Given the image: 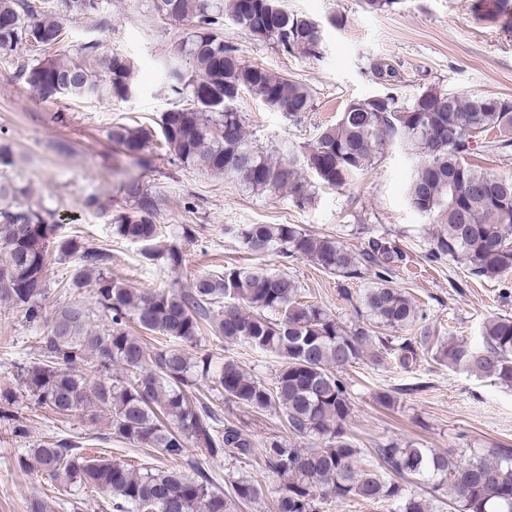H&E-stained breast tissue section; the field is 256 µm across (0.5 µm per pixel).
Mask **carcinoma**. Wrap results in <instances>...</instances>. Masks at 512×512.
I'll list each match as a JSON object with an SVG mask.
<instances>
[{"label": "carcinoma", "mask_w": 512, "mask_h": 512, "mask_svg": "<svg viewBox=\"0 0 512 512\" xmlns=\"http://www.w3.org/2000/svg\"><path fill=\"white\" fill-rule=\"evenodd\" d=\"M68 4L93 17L101 0ZM153 8L165 19L194 20L176 56L163 66L168 87L179 95L188 93L189 99L162 113L156 128L114 125L112 143L125 154L136 155L158 139L183 165L202 166L254 194L285 191L301 206L319 186L353 181L372 166L381 146L395 141L416 157L406 189L409 204L440 225L427 258L457 260L481 279L512 273V177L466 161L472 141L489 131L499 135L488 142L489 151L512 146V99L441 91L438 96L446 100L441 111L417 112L420 96L404 102L386 93L378 111L345 106L336 123L319 129L300 158L289 149L286 156H276L248 139L235 103L248 94L297 121L312 111L313 90L242 63L237 49L224 43V18L249 16L250 35L289 53L315 51L323 38L321 25L286 11L279 0H153ZM63 41V23L48 0H0V51L29 46L40 51L41 58L21 63L18 73L41 99H125L136 91L134 65L127 56L105 57L102 74L87 63L98 54L99 43L88 42L70 54ZM183 58L189 60L188 72ZM244 165L252 170L247 181L241 178ZM124 194L127 207L112 216V233L138 245L143 262L179 267V246L156 223L159 194L140 179L127 181ZM22 195V188L0 181V304L32 325L45 323L36 337L38 362L18 371L38 405L61 417L78 413L94 421L102 416L112 437L165 458L185 457L190 444L213 458H251L256 445L239 423L195 393L198 382L205 381L214 398L243 412L279 407L288 433L318 441V447L306 449L279 436L261 444L266 469L283 479L277 512H322L329 499L390 503V512H428L427 500L404 495L411 484L429 485L434 492L448 486L456 512H512V448L458 462L385 440L373 448L378 468L357 465L360 451L348 434L350 383L343 375L377 347L405 370L430 352L450 368L512 388V317L485 322L477 343H443L426 329L418 336H400L417 318L412 299L392 286L406 254L385 237L370 239L367 249L356 252L297 224H242L235 235L252 255L274 251L349 280L377 267L376 282L360 302L367 323L347 329L327 309L298 299L297 282L288 273L260 260L200 275L180 291H141L112 278L106 250L90 248L76 236L56 237L57 225L49 223L48 212L22 205ZM53 255L77 262L68 287L92 289L105 325L93 324L91 309L80 300L43 319L45 272ZM131 323L171 344L148 348L129 333ZM58 324L65 328L62 336L54 334ZM206 325L219 338L279 359L273 384L254 378L232 360L215 366L208 356L192 358L183 345L196 342ZM81 365L89 372H80ZM13 405L11 395L0 393V421L11 423L14 436L25 439L27 430ZM30 459L69 490L104 494L112 512H239L262 493L256 480L243 476L230 490L219 491L209 472L192 460V477L162 467L140 472L87 458L64 440L28 449L20 466Z\"/></svg>", "instance_id": "obj_1"}]
</instances>
